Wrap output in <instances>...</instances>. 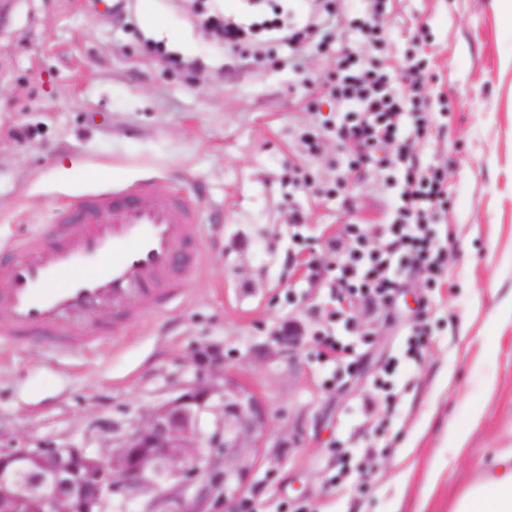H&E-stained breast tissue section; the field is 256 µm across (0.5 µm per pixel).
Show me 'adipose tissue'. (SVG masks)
<instances>
[{"label":"adipose tissue","mask_w":512,"mask_h":512,"mask_svg":"<svg viewBox=\"0 0 512 512\" xmlns=\"http://www.w3.org/2000/svg\"><path fill=\"white\" fill-rule=\"evenodd\" d=\"M454 512H512V452L501 455L493 473L460 497Z\"/></svg>","instance_id":"obj_1"}]
</instances>
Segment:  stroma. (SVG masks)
<instances>
[{"instance_id": "obj_1", "label": "stroma", "mask_w": 512, "mask_h": 512, "mask_svg": "<svg viewBox=\"0 0 512 512\" xmlns=\"http://www.w3.org/2000/svg\"><path fill=\"white\" fill-rule=\"evenodd\" d=\"M101 0H0V245L41 224L52 207L105 187L95 170L131 184L155 180L190 192V228L204 260L187 301L146 318L130 309L125 336L60 356L35 344L0 348V439L29 448H96L194 379L214 350L229 378L265 409L247 440L252 465L240 500L258 512L308 503L315 512H453L456 500L512 449V24L494 0H399L389 33L396 57L426 26L435 98L451 110L420 148L451 169L454 249L430 348L401 363L416 377L394 419L396 448L374 465L367 494L329 493L326 465L357 416L379 399L372 382L404 343L418 294L404 289L370 345L337 329L355 364L323 362L311 341L277 342L292 320L315 330L328 291L288 263L287 210L304 209L315 249L344 224L376 221L392 205L371 172L345 197L317 200L285 182L289 163L316 181L342 178L335 150L309 157L298 141L312 117L336 121L322 100L306 112L298 77L270 46L262 60L190 18L189 0H134L103 15ZM159 42L176 58L150 51ZM463 444H455L459 430Z\"/></svg>"}]
</instances>
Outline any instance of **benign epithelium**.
Returning <instances> with one entry per match:
<instances>
[{"label": "benign epithelium", "mask_w": 512, "mask_h": 512, "mask_svg": "<svg viewBox=\"0 0 512 512\" xmlns=\"http://www.w3.org/2000/svg\"><path fill=\"white\" fill-rule=\"evenodd\" d=\"M194 381L151 409L125 434L103 442L96 454L84 448H27L0 443V512H16L25 497L40 499L46 512H104L108 503L140 502L139 512H195L184 494L202 497L218 489L224 502L239 494L250 469L245 439L263 423L248 389L231 385L218 357L193 359ZM216 412L221 416L209 420Z\"/></svg>", "instance_id": "7a95c632"}]
</instances>
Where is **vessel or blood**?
I'll use <instances>...</instances> for the list:
<instances>
[{
	"label": "vessel or blood",
	"mask_w": 512,
	"mask_h": 512,
	"mask_svg": "<svg viewBox=\"0 0 512 512\" xmlns=\"http://www.w3.org/2000/svg\"><path fill=\"white\" fill-rule=\"evenodd\" d=\"M199 212L183 190L148 183L79 196L50 223L0 246V344L65 355L186 299L203 257L187 235ZM97 315L92 334L85 317Z\"/></svg>",
	"instance_id": "1"
}]
</instances>
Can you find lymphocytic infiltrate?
<instances>
[{
  "mask_svg": "<svg viewBox=\"0 0 512 512\" xmlns=\"http://www.w3.org/2000/svg\"><path fill=\"white\" fill-rule=\"evenodd\" d=\"M247 2L254 8L247 19L226 14L220 0H210L196 19L232 51L248 46L258 53L270 44L287 46L285 65L299 76L309 96L331 99L341 112L342 121L331 133L348 157L351 173L361 175L363 166H371L398 191L385 222L346 224L318 254L308 250L302 211L288 212L292 242L309 253L304 280L321 282L334 298L327 322L317 332L319 355L342 359L349 348L337 340L336 322L372 341L377 324L407 284L423 292L441 287L449 268L448 247L438 230L451 204L448 168L423 164L416 150L436 127L425 50L430 35L420 31L413 53L394 64L388 38L394 0H366L364 11L354 14L339 0H309L301 14L287 0ZM316 56L332 60L328 80L317 81L310 65ZM363 415L347 446L334 451L336 472L328 478L330 485H342L353 474V456L370 460L395 439L394 409L376 417L367 408Z\"/></svg>",
  "mask_w": 512,
  "mask_h": 512,
  "instance_id": "1",
  "label": "lymphocytic infiltrate"
}]
</instances>
